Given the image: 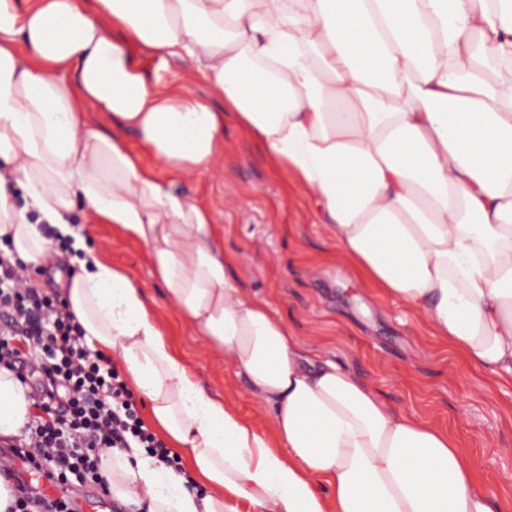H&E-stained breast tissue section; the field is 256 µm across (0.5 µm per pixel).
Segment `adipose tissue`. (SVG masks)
<instances>
[{"instance_id": "ef3b65f1", "label": "adipose tissue", "mask_w": 512, "mask_h": 512, "mask_svg": "<svg viewBox=\"0 0 512 512\" xmlns=\"http://www.w3.org/2000/svg\"><path fill=\"white\" fill-rule=\"evenodd\" d=\"M145 53L207 97L160 83ZM228 118L308 190L374 287L512 377V0H0V237L35 267L51 258L43 225L69 241L80 271L62 293L86 341L114 352L202 482L114 449L110 492L135 512H499L449 432L305 351L242 288L223 225L163 179L222 156ZM78 213L146 248L271 435L204 388L144 288L75 233ZM33 415L0 371V436Z\"/></svg>"}]
</instances>
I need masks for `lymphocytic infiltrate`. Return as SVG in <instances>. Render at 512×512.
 <instances>
[{"label":"lymphocytic infiltrate","mask_w":512,"mask_h":512,"mask_svg":"<svg viewBox=\"0 0 512 512\" xmlns=\"http://www.w3.org/2000/svg\"><path fill=\"white\" fill-rule=\"evenodd\" d=\"M32 345L47 380L34 400L36 414L11 455L43 470L54 484L105 485L101 456L109 448L138 445L176 468L179 457L139 417L108 357L90 350L66 305L33 284L22 262L0 254V369L21 373L24 345ZM8 458L0 477L14 482L11 512H73L70 499L38 495L16 481Z\"/></svg>","instance_id":"f902f5d3"}]
</instances>
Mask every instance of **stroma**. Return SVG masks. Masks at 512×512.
<instances>
[{
	"mask_svg": "<svg viewBox=\"0 0 512 512\" xmlns=\"http://www.w3.org/2000/svg\"><path fill=\"white\" fill-rule=\"evenodd\" d=\"M174 182L213 210L242 287L269 303L305 350L341 364L394 409L447 430L472 459L477 483L498 493L502 512H512V379L475 366L431 336L423 312L367 284L316 223L305 189L275 171L233 120L224 122L223 157L208 170L181 171ZM75 227L150 287L158 321L206 388L268 430L267 411L243 376L156 288L144 247L89 215H77Z\"/></svg>",
	"mask_w": 512,
	"mask_h": 512,
	"instance_id": "obj_1",
	"label": "stroma"
}]
</instances>
